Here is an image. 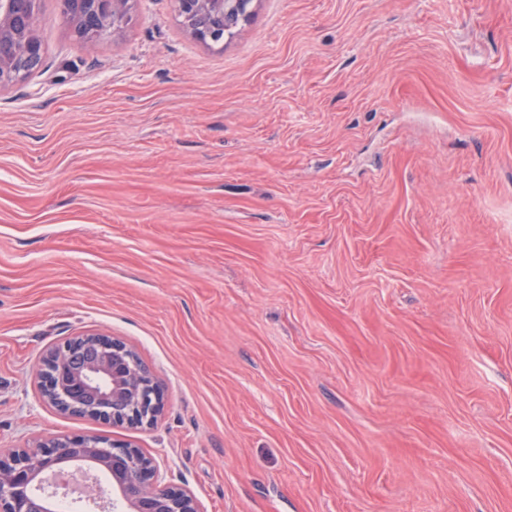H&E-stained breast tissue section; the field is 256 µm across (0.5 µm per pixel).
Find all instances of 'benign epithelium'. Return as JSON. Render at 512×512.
Instances as JSON below:
<instances>
[{"label":"benign epithelium","mask_w":512,"mask_h":512,"mask_svg":"<svg viewBox=\"0 0 512 512\" xmlns=\"http://www.w3.org/2000/svg\"><path fill=\"white\" fill-rule=\"evenodd\" d=\"M134 0H58L60 14L77 38L93 46L130 19ZM233 3L248 9L251 0H176L190 34L224 42L222 27L199 26L203 15L224 16ZM40 0H0V88L42 62ZM41 398L61 413L81 408L114 426L152 427L164 410V393L153 374L124 342L104 333H84L52 347L36 372ZM87 463L112 473L117 494L112 512H201L188 489L162 483L157 460L128 443L96 435L40 440L28 448L0 453V512H31V489L40 475L59 477L60 468Z\"/></svg>","instance_id":"7a95c632"}]
</instances>
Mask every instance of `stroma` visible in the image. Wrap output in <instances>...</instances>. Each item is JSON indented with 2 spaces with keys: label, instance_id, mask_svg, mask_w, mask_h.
<instances>
[{
  "label": "stroma",
  "instance_id": "obj_1",
  "mask_svg": "<svg viewBox=\"0 0 512 512\" xmlns=\"http://www.w3.org/2000/svg\"><path fill=\"white\" fill-rule=\"evenodd\" d=\"M0 89V450L93 433L203 512H512V0H175ZM120 339L150 428L45 404ZM177 3V11L183 20V24L190 34L202 41L212 43H223L224 37L232 35V30L236 28L240 14L235 11L226 12L224 7L230 2L234 6H239L248 14V6L251 0H175ZM202 14H211L216 17L224 16V32L223 27L215 25L199 26L194 24V20Z\"/></svg>",
  "mask_w": 512,
  "mask_h": 512
}]
</instances>
